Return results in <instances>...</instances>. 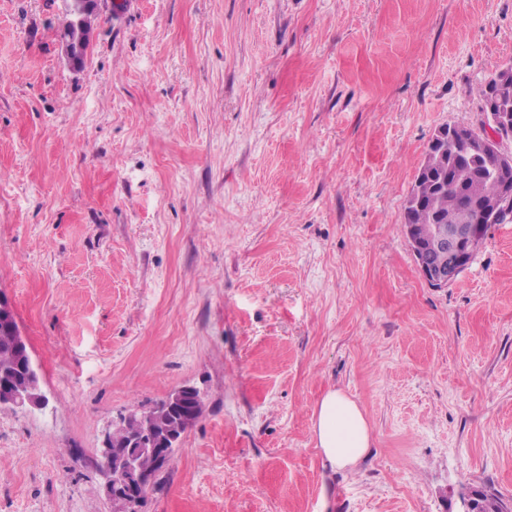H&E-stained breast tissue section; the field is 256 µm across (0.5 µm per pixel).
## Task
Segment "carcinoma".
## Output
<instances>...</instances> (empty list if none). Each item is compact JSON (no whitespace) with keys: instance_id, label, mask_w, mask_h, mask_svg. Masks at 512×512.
I'll use <instances>...</instances> for the list:
<instances>
[{"instance_id":"cac0c4a2","label":"carcinoma","mask_w":512,"mask_h":512,"mask_svg":"<svg viewBox=\"0 0 512 512\" xmlns=\"http://www.w3.org/2000/svg\"><path fill=\"white\" fill-rule=\"evenodd\" d=\"M500 166L495 154L470 158L466 143H451L444 150L431 143L420 164L406 198L403 216L405 236H422L432 224H486L479 202H490L500 194ZM15 337L9 328L0 326V372L15 369L19 356ZM197 422L187 414H165L158 419V428H176L183 434ZM479 512H506L503 500L490 490H480Z\"/></svg>"}]
</instances>
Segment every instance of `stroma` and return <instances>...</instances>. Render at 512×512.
Instances as JSON below:
<instances>
[{
	"label": "stroma",
	"instance_id": "stroma-1",
	"mask_svg": "<svg viewBox=\"0 0 512 512\" xmlns=\"http://www.w3.org/2000/svg\"><path fill=\"white\" fill-rule=\"evenodd\" d=\"M67 6L0 0V292L48 399L0 410V512H108L103 431L183 385L205 412L141 512L512 505V224L445 288L402 228L512 0H138L77 71ZM336 388L371 447L332 473ZM313 434L324 466L346 470L370 448L368 422L358 404L341 390H329L319 401Z\"/></svg>",
	"mask_w": 512,
	"mask_h": 512
}]
</instances>
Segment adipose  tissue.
<instances>
[{"mask_svg": "<svg viewBox=\"0 0 512 512\" xmlns=\"http://www.w3.org/2000/svg\"><path fill=\"white\" fill-rule=\"evenodd\" d=\"M313 434L322 462L334 470L356 466L371 444L368 422L358 404L346 393L331 390L319 401Z\"/></svg>", "mask_w": 512, "mask_h": 512, "instance_id": "1", "label": "adipose tissue"}]
</instances>
